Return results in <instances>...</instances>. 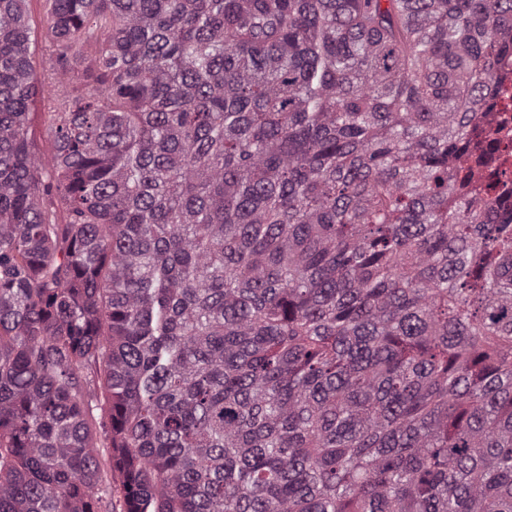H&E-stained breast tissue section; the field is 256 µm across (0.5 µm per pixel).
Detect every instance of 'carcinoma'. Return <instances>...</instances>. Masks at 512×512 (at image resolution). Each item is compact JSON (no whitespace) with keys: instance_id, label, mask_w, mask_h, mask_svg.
<instances>
[{"instance_id":"1","label":"carcinoma","mask_w":512,"mask_h":512,"mask_svg":"<svg viewBox=\"0 0 512 512\" xmlns=\"http://www.w3.org/2000/svg\"><path fill=\"white\" fill-rule=\"evenodd\" d=\"M45 2L85 69L58 104L0 0V512H114L101 446L122 512H512V223L464 173L512 0ZM30 125L32 137L37 153L43 157L49 156L54 151L53 134L45 120L44 112H49L43 104L38 101L30 110Z\"/></svg>"}]
</instances>
